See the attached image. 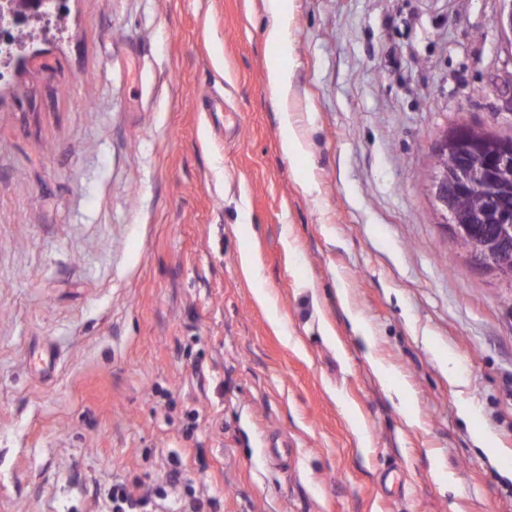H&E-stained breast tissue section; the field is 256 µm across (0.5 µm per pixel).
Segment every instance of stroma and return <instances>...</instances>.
<instances>
[{"label": "stroma", "instance_id": "35a3bbf8", "mask_svg": "<svg viewBox=\"0 0 512 512\" xmlns=\"http://www.w3.org/2000/svg\"><path fill=\"white\" fill-rule=\"evenodd\" d=\"M283 2L67 0L0 83V512H512V288L425 179L512 136L500 0ZM266 7L271 16L267 37L272 42H285L288 30V15L283 11L281 0H267ZM112 502L113 512H137L134 511L136 506L144 507L145 501L135 502L122 484L112 485V489L108 493Z\"/></svg>", "mask_w": 512, "mask_h": 512}]
</instances>
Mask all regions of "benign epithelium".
<instances>
[{"mask_svg":"<svg viewBox=\"0 0 512 512\" xmlns=\"http://www.w3.org/2000/svg\"><path fill=\"white\" fill-rule=\"evenodd\" d=\"M500 2L495 26L512 42V0ZM434 153L457 157L454 169L434 168L427 176L444 223L455 237L468 240L467 256L475 265L499 275L512 264V203L504 185L505 177L512 173V137L459 122L441 134ZM470 193L482 195L483 209L463 222L456 214L455 202Z\"/></svg>","mask_w":512,"mask_h":512,"instance_id":"benign-epithelium-1","label":"benign epithelium"}]
</instances>
